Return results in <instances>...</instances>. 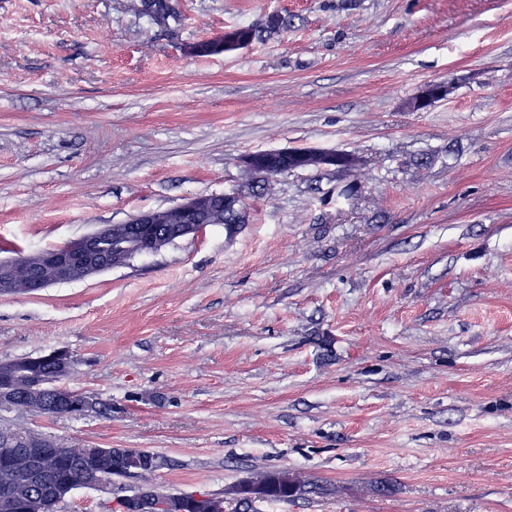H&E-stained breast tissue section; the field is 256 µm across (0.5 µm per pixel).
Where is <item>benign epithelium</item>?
<instances>
[{"label": "benign epithelium", "mask_w": 512, "mask_h": 512, "mask_svg": "<svg viewBox=\"0 0 512 512\" xmlns=\"http://www.w3.org/2000/svg\"><path fill=\"white\" fill-rule=\"evenodd\" d=\"M448 86L434 83L424 87L414 97L412 107L427 108L447 96ZM277 156L296 160L309 167H330L336 163V153L308 148H291L277 151ZM198 196H188L181 202L157 210L142 212L129 220L134 225L133 246L136 252L157 251L163 238L154 234L153 225H168L166 237L175 242L198 234L205 225L198 223ZM112 226L73 238L66 243L41 253L42 272L31 278L25 292H37L67 281H81L92 275L110 270L115 264L104 252L105 241L111 238ZM16 257L0 259V296L17 293L15 271ZM27 386L20 399L28 408L46 416H68L72 413L87 414L95 408L96 401L86 394L57 396L58 380L72 369V356L65 348L25 360ZM81 483L90 488L112 484V449L73 448ZM157 505L144 498V493L128 496L121 512H156Z\"/></svg>", "instance_id": "obj_1"}]
</instances>
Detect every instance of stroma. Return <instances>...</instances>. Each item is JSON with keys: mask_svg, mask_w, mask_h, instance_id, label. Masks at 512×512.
Wrapping results in <instances>:
<instances>
[{"mask_svg": "<svg viewBox=\"0 0 512 512\" xmlns=\"http://www.w3.org/2000/svg\"><path fill=\"white\" fill-rule=\"evenodd\" d=\"M171 3L159 26L130 0H0V259L189 195L247 206L0 296V361L67 348L63 387L108 408L0 427L157 453L170 491L229 499L260 466L300 486L252 512H512V0ZM273 13L287 32L190 51ZM293 147L358 168L245 176ZM448 86L444 83H434L424 87L414 97L412 107L427 108L434 104L436 101L441 100L447 96ZM238 193H224L225 208L224 213L212 214L208 220H203L206 224H227L229 231H232L234 224L241 222V213L233 208L234 203H238ZM224 199L223 202H224Z\"/></svg>", "mask_w": 512, "mask_h": 512, "instance_id": "stroma-1", "label": "stroma"}]
</instances>
